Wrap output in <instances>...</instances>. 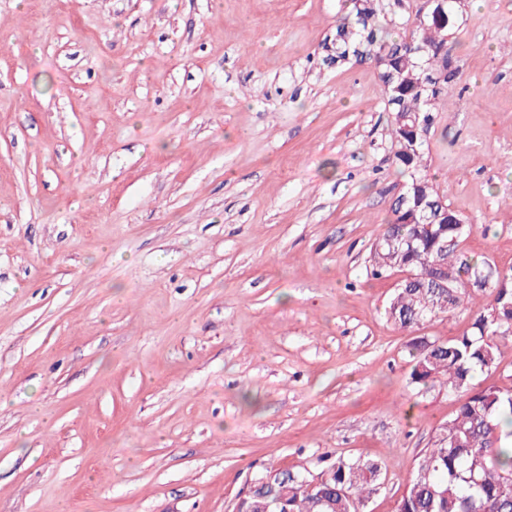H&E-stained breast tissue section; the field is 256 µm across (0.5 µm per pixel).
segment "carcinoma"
I'll return each mask as SVG.
<instances>
[{"label":"carcinoma","mask_w":512,"mask_h":512,"mask_svg":"<svg viewBox=\"0 0 512 512\" xmlns=\"http://www.w3.org/2000/svg\"><path fill=\"white\" fill-rule=\"evenodd\" d=\"M400 0H348V12L326 47L325 65L346 60H383L391 76L383 94L391 112L394 158L409 174L402 197L391 205L393 221L381 240L390 263H376L371 276L387 271L409 274L389 306L402 329H413L460 309L471 313L470 331L448 341L413 343L411 382H438L459 394L453 418L443 424L425 449L397 504V512H512V387H483L475 380L500 371V343L512 337V267L495 268L480 288L464 282L489 271L490 261L466 253L452 238L464 241L468 225L448 223V205L432 178L421 172L432 112L457 68L442 36L457 23L459 4L443 0L441 19H418L408 35L393 27L391 8ZM454 287H438L437 272ZM382 463L359 456H338L318 472L288 477L276 494L258 485L239 504L241 512H363L377 492Z\"/></svg>","instance_id":"1"}]
</instances>
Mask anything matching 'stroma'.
Returning <instances> with one entry per match:
<instances>
[{
  "mask_svg": "<svg viewBox=\"0 0 512 512\" xmlns=\"http://www.w3.org/2000/svg\"><path fill=\"white\" fill-rule=\"evenodd\" d=\"M425 162L512 266V0H463ZM342 0H0V512H233L325 456L395 512L459 404L410 380L406 178L375 62L321 65Z\"/></svg>",
  "mask_w": 512,
  "mask_h": 512,
  "instance_id": "stroma-1",
  "label": "stroma"
}]
</instances>
